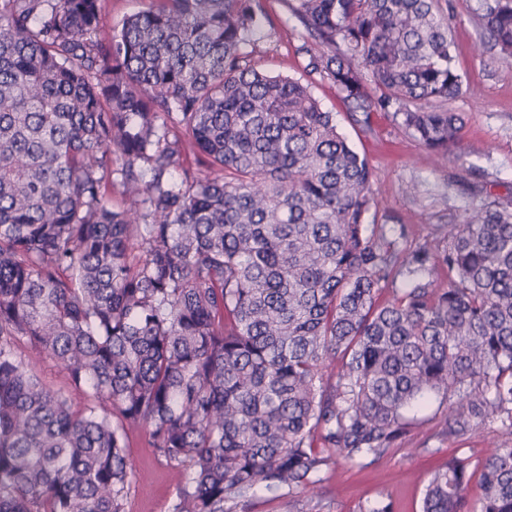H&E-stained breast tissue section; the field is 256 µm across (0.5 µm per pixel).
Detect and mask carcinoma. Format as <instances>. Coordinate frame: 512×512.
Returning a JSON list of instances; mask_svg holds the SVG:
<instances>
[{
  "instance_id": "obj_1",
  "label": "carcinoma",
  "mask_w": 512,
  "mask_h": 512,
  "mask_svg": "<svg viewBox=\"0 0 512 512\" xmlns=\"http://www.w3.org/2000/svg\"><path fill=\"white\" fill-rule=\"evenodd\" d=\"M443 2L292 0L296 78L247 61L259 0H151L108 35L104 0H0V512H125L134 428L185 473L172 512L311 489L432 400L451 434L498 416L512 437V204L437 225L442 249L367 233L371 167L313 93L328 80L363 125L391 112L448 160ZM477 17L512 57V0ZM186 143L210 173L174 178ZM471 467L433 472L422 512H512V443L480 462L474 508ZM31 368L36 372L43 383L50 389H59L64 386V379L56 361L47 355L31 360Z\"/></svg>"
}]
</instances>
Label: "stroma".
Masks as SVG:
<instances>
[{
  "mask_svg": "<svg viewBox=\"0 0 512 512\" xmlns=\"http://www.w3.org/2000/svg\"><path fill=\"white\" fill-rule=\"evenodd\" d=\"M260 6L272 26L248 46L251 62L271 74L301 76L302 27L291 18L286 0H260ZM477 6L478 0H448L463 75L462 92L450 107L464 115L466 126L457 155L446 163H437L419 141L405 135L393 113H374L365 125L353 119L328 83L314 87L323 108L370 164L378 223L405 225L403 249L436 246V225L460 223L493 200L512 202V58L484 47ZM420 415L425 425L410 429L388 452L354 464L340 459L325 468L315 495L297 489L272 501L257 498L247 512H365L388 501L394 512H420L428 478L449 456L464 452L481 460L501 440L502 423L495 417L466 435L448 436L436 406ZM127 453L133 472L125 512H171L184 483L181 474L157 457L143 432L132 433Z\"/></svg>",
  "mask_w": 512,
  "mask_h": 512,
  "instance_id": "1",
  "label": "stroma"
}]
</instances>
